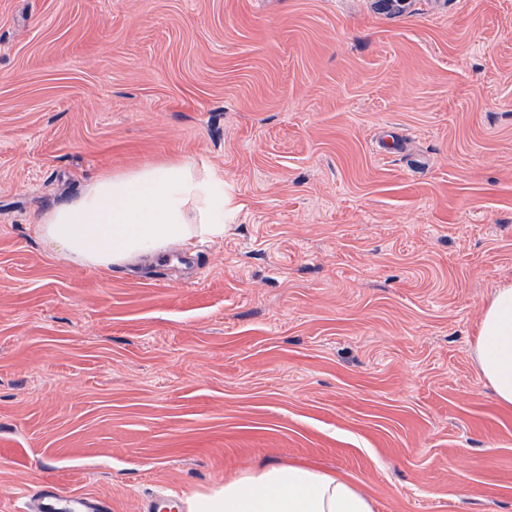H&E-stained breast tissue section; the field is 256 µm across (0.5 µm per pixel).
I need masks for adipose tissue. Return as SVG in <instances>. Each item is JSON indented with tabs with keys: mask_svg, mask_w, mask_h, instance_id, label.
<instances>
[{
	"mask_svg": "<svg viewBox=\"0 0 512 512\" xmlns=\"http://www.w3.org/2000/svg\"><path fill=\"white\" fill-rule=\"evenodd\" d=\"M224 175L184 158L103 173L78 198L47 213L39 236L66 258L103 270L177 244L224 234L234 211ZM478 369L499 404L512 408V284L497 288L481 313ZM188 512H373L350 483L305 464H272L187 497Z\"/></svg>",
	"mask_w": 512,
	"mask_h": 512,
	"instance_id": "1",
	"label": "adipose tissue"
}]
</instances>
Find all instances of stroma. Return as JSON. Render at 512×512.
I'll use <instances>...</instances> for the list:
<instances>
[{
    "label": "stroma",
    "mask_w": 512,
    "mask_h": 512,
    "mask_svg": "<svg viewBox=\"0 0 512 512\" xmlns=\"http://www.w3.org/2000/svg\"><path fill=\"white\" fill-rule=\"evenodd\" d=\"M182 157L223 171V237L108 271L38 237ZM509 282L512 0H0V512L268 463L512 512L474 360Z\"/></svg>",
    "instance_id": "obj_1"
}]
</instances>
